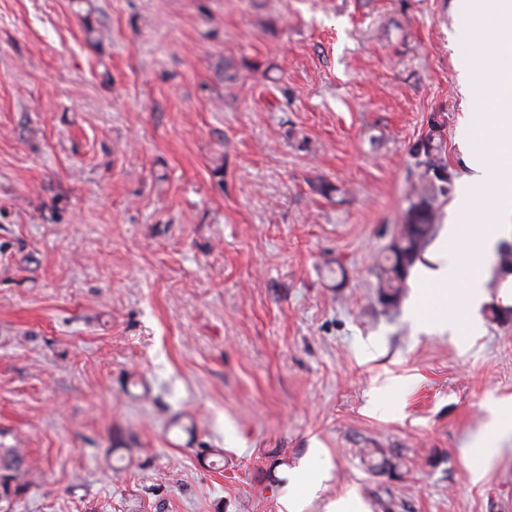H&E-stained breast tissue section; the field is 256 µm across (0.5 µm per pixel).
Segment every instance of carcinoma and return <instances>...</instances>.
<instances>
[{"label": "carcinoma", "mask_w": 512, "mask_h": 512, "mask_svg": "<svg viewBox=\"0 0 512 512\" xmlns=\"http://www.w3.org/2000/svg\"><path fill=\"white\" fill-rule=\"evenodd\" d=\"M443 125L431 124L429 132L410 146L409 152L421 167L419 186L410 194L403 224L379 262L378 295L388 307L397 305L410 268L422 261L440 219V207L448 201L453 177L439 178L436 172L448 168L445 159ZM26 460L17 448H0V512H10L11 503L28 482Z\"/></svg>", "instance_id": "1"}]
</instances>
